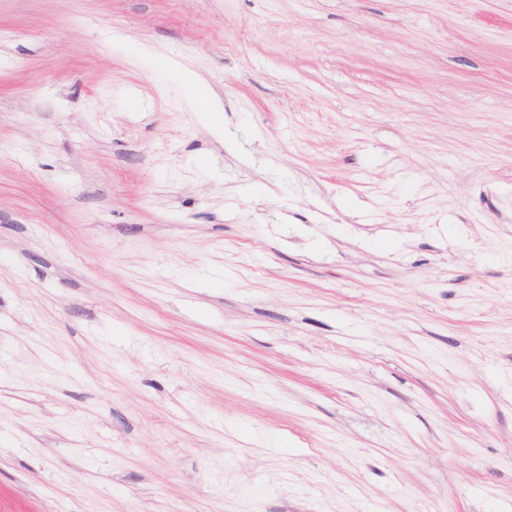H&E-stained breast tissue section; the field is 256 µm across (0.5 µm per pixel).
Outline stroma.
Wrapping results in <instances>:
<instances>
[{
    "label": "stroma",
    "mask_w": 512,
    "mask_h": 512,
    "mask_svg": "<svg viewBox=\"0 0 512 512\" xmlns=\"http://www.w3.org/2000/svg\"><path fill=\"white\" fill-rule=\"evenodd\" d=\"M512 512V0H0V512Z\"/></svg>",
    "instance_id": "obj_1"
}]
</instances>
